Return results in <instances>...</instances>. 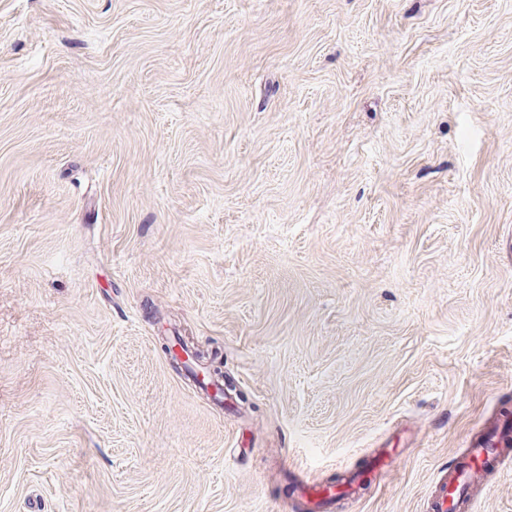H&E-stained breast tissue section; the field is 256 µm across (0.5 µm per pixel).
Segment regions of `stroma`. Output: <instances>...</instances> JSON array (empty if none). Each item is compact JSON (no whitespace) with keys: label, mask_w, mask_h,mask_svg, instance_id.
Masks as SVG:
<instances>
[{"label":"stroma","mask_w":512,"mask_h":512,"mask_svg":"<svg viewBox=\"0 0 512 512\" xmlns=\"http://www.w3.org/2000/svg\"><path fill=\"white\" fill-rule=\"evenodd\" d=\"M506 408L512 0H0V512H278L401 420L334 512H426ZM382 449L385 451L378 453ZM393 450L377 448L367 455L359 467H336L337 477L329 482L314 481L297 458L291 454L282 456L280 466L288 477V495L279 502L280 512H331L337 498H355L360 484L365 480H374L378 486L384 484L391 468V460L385 456L389 453L392 458Z\"/></svg>","instance_id":"35a3bbf8"}]
</instances>
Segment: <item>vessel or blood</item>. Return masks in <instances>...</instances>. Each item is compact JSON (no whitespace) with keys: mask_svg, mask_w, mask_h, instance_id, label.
I'll list each match as a JSON object with an SVG mask.
<instances>
[{"mask_svg":"<svg viewBox=\"0 0 512 512\" xmlns=\"http://www.w3.org/2000/svg\"><path fill=\"white\" fill-rule=\"evenodd\" d=\"M512 441V425L502 424L456 456L448 469L433 481L427 500L428 512H474V491L489 476L512 470V457L503 454V443ZM288 478V493L279 502L280 512H331L337 499L355 498L362 482L384 484L391 462L384 454L374 452L360 466L338 468L332 481H314L297 458L280 459Z\"/></svg>","mask_w":512,"mask_h":512,"instance_id":"b4317fda","label":"vessel or blood"}]
</instances>
